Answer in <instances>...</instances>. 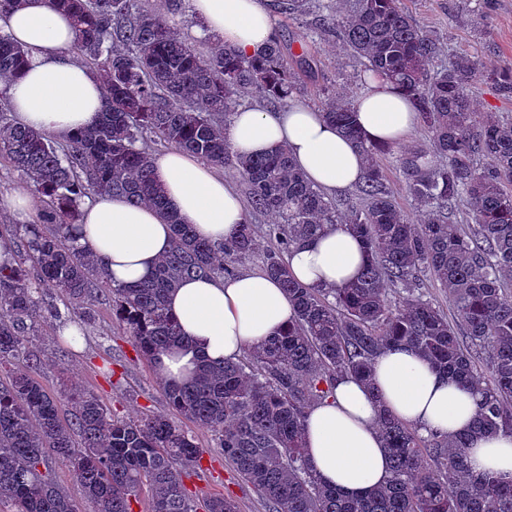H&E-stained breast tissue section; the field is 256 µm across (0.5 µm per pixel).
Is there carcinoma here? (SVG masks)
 <instances>
[{"label":"carcinoma","mask_w":512,"mask_h":512,"mask_svg":"<svg viewBox=\"0 0 512 512\" xmlns=\"http://www.w3.org/2000/svg\"><path fill=\"white\" fill-rule=\"evenodd\" d=\"M76 25L73 52L101 78L103 107L76 136L56 137L16 122L0 110V156L33 186L36 219L14 225L15 264L0 265V505L10 512H77L51 477L71 470L88 512H239L230 496H193L185 479L198 473L208 449L184 422L212 432L238 475L263 496L268 512H512V480L470 473L466 436L419 430L386 412L379 429L390 455L388 481L350 500L316 478L305 449L312 404L332 394L344 376L371 383L372 364L387 348L406 344L436 369L454 376L478 400L475 430L512 432V121L477 110L483 81L512 97V71L488 70L463 54L435 67L440 47L401 0H352L344 13L321 0H274L276 12L311 15L316 29L363 61V76L403 89L432 141L431 151L400 155L408 192L426 211L416 222L390 195L378 155L356 121L355 101L334 94L326 120L365 154L360 203L333 200L312 185L288 150L240 155L224 126L244 92L270 108L288 105L296 74L281 45L255 56L220 47L204 55L185 42L170 19L139 0H50ZM29 51L0 35V80L16 76ZM194 153L231 170L248 187L251 207L279 219L265 229L263 273L292 297L296 318L278 336L248 348L242 359L202 361L183 384L159 383L173 415L115 416L92 391L72 386L59 398L35 378L29 339L59 316L43 305L51 288L80 321L89 304L106 301L147 361L182 341L166 307L168 293L189 278L222 276L258 249L254 225L222 245L196 237L167 210L155 178L156 145ZM122 195L150 204L173 230L169 253L147 280L114 285L84 246L74 243L85 199ZM468 206L471 223L450 220L452 204ZM326 224L360 237L367 260L360 277L339 291L306 288L291 275L290 249ZM429 273L448 293L466 337L424 298ZM488 354L481 364L475 355ZM70 418L60 414L61 400Z\"/></svg>","instance_id":"carcinoma-1"}]
</instances>
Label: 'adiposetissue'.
<instances>
[{"label":"adipose tissue","instance_id":"obj_1","mask_svg":"<svg viewBox=\"0 0 512 512\" xmlns=\"http://www.w3.org/2000/svg\"><path fill=\"white\" fill-rule=\"evenodd\" d=\"M190 12L198 22L193 35L222 42L246 57L258 54L275 36L263 0H190ZM0 33L29 52L7 88L16 121L62 141L88 128L101 108L103 90L96 72L73 54L76 32L70 15L48 0H22L0 12ZM356 110L363 134L374 143H398L418 123L406 93L379 78L370 82ZM225 137L241 155L286 147L305 176L329 193L358 184L367 165L321 112L300 102L276 110L237 108ZM154 168L169 211L192 225L198 238L221 244L247 223L239 194L212 164L172 149L155 156ZM171 240L170 224L151 206L102 194L80 208L76 241L103 260L114 283L149 278ZM287 262L305 287L340 289L357 279L366 253L359 237L328 224L294 246ZM167 309L183 343L157 354L152 367L171 384L189 380L200 360H238L249 347L283 332L295 317L286 292L262 273L183 282L170 293ZM382 408L422 432L443 435L467 433L478 412L475 396L450 375L408 346L390 347L375 359L371 384L345 378L332 397L309 410L306 449L321 484L359 497L388 480L389 453L375 424ZM468 462L472 472L512 477V435L471 439Z\"/></svg>","mask_w":512,"mask_h":512}]
</instances>
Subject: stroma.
I'll return each mask as SVG.
<instances>
[{"label": "stroma", "instance_id": "1", "mask_svg": "<svg viewBox=\"0 0 512 512\" xmlns=\"http://www.w3.org/2000/svg\"><path fill=\"white\" fill-rule=\"evenodd\" d=\"M417 23L435 35L444 50V61L456 55L474 56L485 68H512V0H401ZM275 35L284 45L289 63L299 77L296 101L321 107L336 88H352L362 95L356 77L362 63L334 39L317 41L310 65H301V45L310 32L304 20L275 15ZM96 319L78 343H70L63 328L35 336L31 347L39 356L37 378L53 394L64 384L75 383L97 393L114 415L167 414L171 408L156 382L149 362L140 357L128 335L106 305L95 308ZM205 447L200 477L187 480L188 489L202 494L232 496L239 512H267L261 495L243 483L231 464L216 452L213 433L197 431Z\"/></svg>", "mask_w": 512, "mask_h": 512}]
</instances>
